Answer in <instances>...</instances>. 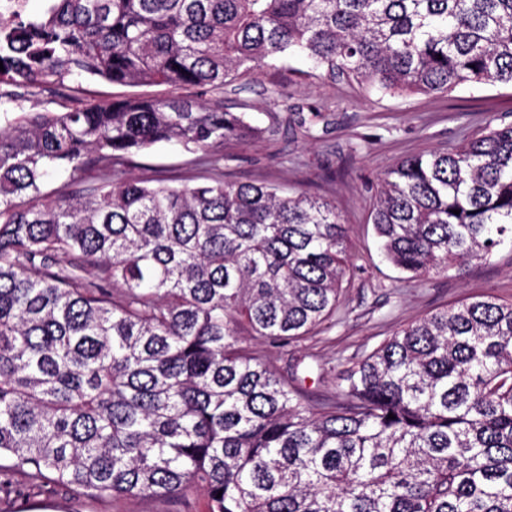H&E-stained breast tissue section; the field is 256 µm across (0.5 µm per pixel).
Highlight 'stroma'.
Listing matches in <instances>:
<instances>
[{
  "label": "stroma",
  "mask_w": 512,
  "mask_h": 512,
  "mask_svg": "<svg viewBox=\"0 0 512 512\" xmlns=\"http://www.w3.org/2000/svg\"><path fill=\"white\" fill-rule=\"evenodd\" d=\"M167 86H120L71 78L64 87L7 103L11 112L64 111L87 102L163 97ZM225 111L245 113L263 136L229 144L219 167L174 143L135 156L129 173H188L227 181L268 182L292 194L335 204L349 229L351 276L334 325L291 343L254 344L255 353L294 377L312 406L336 397L342 370L398 328L483 294L512 299V244L461 271L409 277L383 257L370 221L380 176L398 161L429 150L450 151L489 126L512 123V87L463 86L442 95L390 93L370 83L331 78L303 57L287 56L227 81ZM202 494L92 499L58 489L0 494V512H206Z\"/></svg>",
  "instance_id": "1"
}]
</instances>
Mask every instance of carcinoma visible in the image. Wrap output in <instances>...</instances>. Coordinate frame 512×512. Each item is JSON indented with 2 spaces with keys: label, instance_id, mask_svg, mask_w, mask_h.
Here are the masks:
<instances>
[{
  "label": "carcinoma",
  "instance_id": "carcinoma-1",
  "mask_svg": "<svg viewBox=\"0 0 512 512\" xmlns=\"http://www.w3.org/2000/svg\"><path fill=\"white\" fill-rule=\"evenodd\" d=\"M48 2L0 27V100L69 76L219 93L287 54L394 92L512 85V0ZM3 119L0 494L21 475L90 497L195 491L207 512H512V301L398 329L315 413L242 340L336 315V207L122 170L162 142L216 163L262 129L179 94ZM60 170L82 188L47 189ZM371 218L412 277L487 260L512 241V125L400 161Z\"/></svg>",
  "mask_w": 512,
  "mask_h": 512
}]
</instances>
